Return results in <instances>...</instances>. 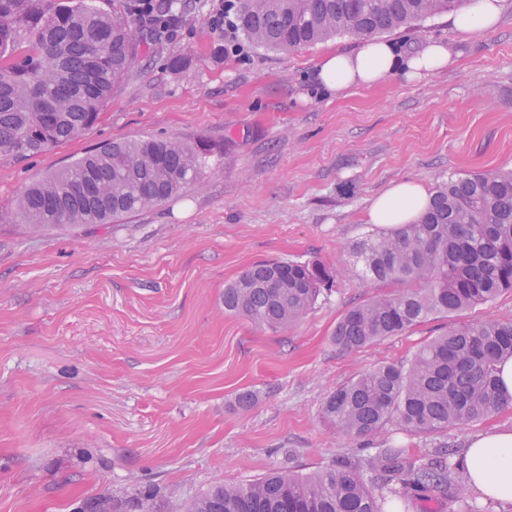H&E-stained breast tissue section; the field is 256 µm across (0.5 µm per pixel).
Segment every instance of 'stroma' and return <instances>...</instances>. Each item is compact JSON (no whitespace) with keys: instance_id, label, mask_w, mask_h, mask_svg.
Returning a JSON list of instances; mask_svg holds the SVG:
<instances>
[{"instance_id":"35a3bbf8","label":"stroma","mask_w":512,"mask_h":512,"mask_svg":"<svg viewBox=\"0 0 512 512\" xmlns=\"http://www.w3.org/2000/svg\"><path fill=\"white\" fill-rule=\"evenodd\" d=\"M219 0H179L163 56L142 55L86 135L26 158L0 156V512H77L109 492L155 494L181 512L210 485L348 458L364 479L378 449L456 461L476 435L512 432V404L426 435H341L321 417L339 386L405 363L446 327L512 320V292L357 350L330 340L353 304L386 293L353 244L392 184L512 169V0L493 29L451 15L390 33L403 51L456 44L448 68L320 94L319 61L359 49L338 36L283 52H224ZM181 55L183 69L165 58ZM205 139L215 151L184 195L109 224L31 228L10 219L23 189L108 142ZM261 260L319 262L331 290L287 330L225 314L224 288ZM251 391L248 409L236 396Z\"/></svg>"}]
</instances>
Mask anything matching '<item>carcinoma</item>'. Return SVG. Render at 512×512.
<instances>
[{
  "label": "carcinoma",
  "instance_id": "cac0c4a2",
  "mask_svg": "<svg viewBox=\"0 0 512 512\" xmlns=\"http://www.w3.org/2000/svg\"><path fill=\"white\" fill-rule=\"evenodd\" d=\"M466 0H239L237 28L254 45L288 51L337 36L361 39L414 27L459 11ZM175 0H136L112 12L92 0L51 8L50 0H0V156L42 152L90 130L142 48L163 45ZM21 43L24 54L6 57ZM212 144L141 136L103 145L30 185L17 212L32 226L109 224L180 195L203 173ZM375 281L392 291L352 306L331 341L357 350L424 322L486 304L512 291V171L451 175L439 181L413 224L356 246ZM335 280L318 262L259 261L224 287V312L258 326L302 320ZM512 356V320L452 328L421 346L406 364L380 363L340 386L322 418L349 437L395 425L426 434L497 413L504 405L496 362ZM369 486L348 459L301 474L276 469L238 485H215L185 512H384L387 497L437 490L465 505L448 482L450 466L433 456L414 462L402 448H382ZM91 512H118L110 494L87 501Z\"/></svg>",
  "mask_w": 512,
  "mask_h": 512
}]
</instances>
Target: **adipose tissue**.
<instances>
[{
    "instance_id": "adipose-tissue-1",
    "label": "adipose tissue",
    "mask_w": 512,
    "mask_h": 512,
    "mask_svg": "<svg viewBox=\"0 0 512 512\" xmlns=\"http://www.w3.org/2000/svg\"><path fill=\"white\" fill-rule=\"evenodd\" d=\"M452 61V51L441 42L427 43L406 55L390 42L365 37L354 53L326 56L315 73L316 83L331 93L371 87L400 76L409 81L434 74ZM428 195L412 181L396 183L373 201L371 223L396 227L414 222L423 211ZM471 487L484 496L512 502V432H492L473 437L460 462Z\"/></svg>"
}]
</instances>
